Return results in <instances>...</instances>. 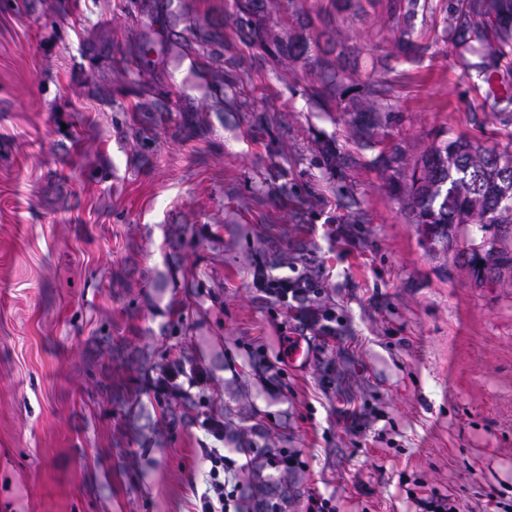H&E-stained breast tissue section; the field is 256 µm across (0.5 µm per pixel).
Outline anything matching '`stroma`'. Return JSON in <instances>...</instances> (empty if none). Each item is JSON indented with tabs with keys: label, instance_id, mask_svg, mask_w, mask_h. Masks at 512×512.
Returning <instances> with one entry per match:
<instances>
[{
	"label": "stroma",
	"instance_id": "stroma-1",
	"mask_svg": "<svg viewBox=\"0 0 512 512\" xmlns=\"http://www.w3.org/2000/svg\"><path fill=\"white\" fill-rule=\"evenodd\" d=\"M147 2L0 6V512H201L213 448L231 512H245L248 457L233 445L197 423L137 443L154 398L129 355L160 345L175 302L197 325L215 398L246 381L247 417L294 454L287 512L313 496L334 512H418L423 489L455 494L461 512H506L512 287H475L424 247L373 152L306 100L309 74L234 43L247 69L237 110L194 50L168 62L141 53L178 41L172 11L227 33L234 0ZM297 5L322 50L342 34L354 79L407 74L393 138L408 159L442 129L487 147L512 132V104L485 102L464 76L475 55L441 45L388 56L394 0ZM147 87L169 112L143 151L131 127ZM268 109L280 126L266 133ZM192 113L204 119L194 130L182 125ZM331 135L361 156L339 188L313 152ZM347 195L363 221H346ZM176 229L194 236L177 255ZM179 267L197 273L198 291L169 285ZM260 271L315 278L310 313L260 289ZM290 334L311 350L299 367L282 356Z\"/></svg>",
	"mask_w": 512,
	"mask_h": 512
}]
</instances>
